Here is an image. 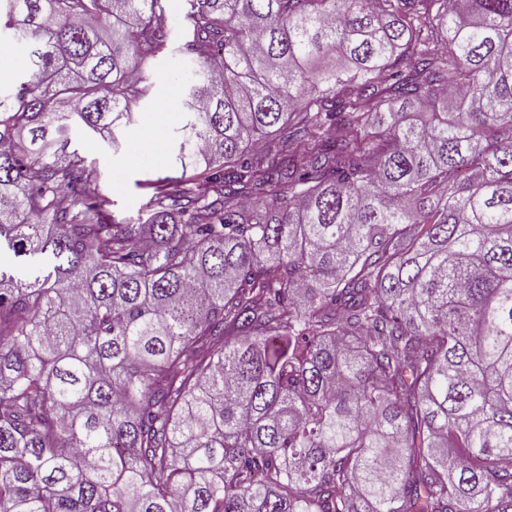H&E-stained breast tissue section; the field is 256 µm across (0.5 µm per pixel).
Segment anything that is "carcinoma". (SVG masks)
<instances>
[{"label": "carcinoma", "instance_id": "1", "mask_svg": "<svg viewBox=\"0 0 512 512\" xmlns=\"http://www.w3.org/2000/svg\"><path fill=\"white\" fill-rule=\"evenodd\" d=\"M0 0V512H512V0ZM170 40L174 52L156 61L150 68L153 88L150 96L138 110V121L121 133L122 146L112 147L110 141L98 138L94 144L80 129H73L69 151L77 149L93 163L98 174V188L112 201V213L117 218L135 217L146 202V180L176 175L175 155L179 143L178 129L185 119L184 101L194 64L179 52L182 45L185 0H171ZM171 85L177 102L169 107L164 97V86ZM146 134L152 137L149 149H143ZM28 71L27 57L21 50L0 54V88L4 92L9 91L17 80L27 75Z\"/></svg>", "mask_w": 512, "mask_h": 512}]
</instances>
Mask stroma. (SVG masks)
Returning <instances> with one entry per match:
<instances>
[{"label":"stroma","mask_w":512,"mask_h":512,"mask_svg":"<svg viewBox=\"0 0 512 512\" xmlns=\"http://www.w3.org/2000/svg\"><path fill=\"white\" fill-rule=\"evenodd\" d=\"M186 0H171L170 40L173 52L156 61L148 70L153 88L139 109L135 125L121 133L120 148L110 141L88 140L82 130L71 132V149L92 162L98 174V188L112 201L115 217H133L146 202L144 181L176 172L178 130L185 119L184 101L194 65L180 53L183 43V16ZM172 86L175 106H168L165 86Z\"/></svg>","instance_id":"obj_1"}]
</instances>
